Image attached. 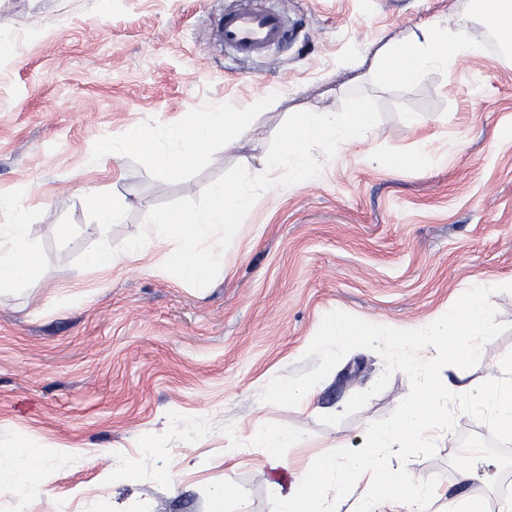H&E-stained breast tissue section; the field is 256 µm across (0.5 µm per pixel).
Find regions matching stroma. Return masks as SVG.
Masks as SVG:
<instances>
[{
    "label": "stroma",
    "instance_id": "obj_1",
    "mask_svg": "<svg viewBox=\"0 0 512 512\" xmlns=\"http://www.w3.org/2000/svg\"><path fill=\"white\" fill-rule=\"evenodd\" d=\"M246 0H0V195L24 198L35 275L0 292V472L26 491L0 512H275L263 433L285 429L292 468L363 446L394 423L412 381L385 334L448 310L482 278L492 298L481 385L512 357V56L486 55L405 84L375 77L421 27L465 16L467 0H259L292 35L253 60L225 50L224 10ZM362 90L382 119L362 145L342 143L316 180L260 195L198 290L158 272L164 249L135 265L80 269L107 238L121 245L147 211L198 198L235 165L263 171L269 145L297 111H339ZM279 93L257 107L266 91ZM250 116L232 142L177 174L121 151L211 104ZM117 152L98 156L101 141ZM429 151L432 164L388 160ZM97 188L124 210L95 231ZM68 233H60V226ZM342 315L371 331L346 347L315 344ZM307 402L277 394L280 382ZM450 436L393 458L482 512L512 501V439L448 407ZM165 448L146 454L145 442ZM67 450L38 462L36 449Z\"/></svg>",
    "mask_w": 512,
    "mask_h": 512
}]
</instances>
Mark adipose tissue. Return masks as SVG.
Here are the masks:
<instances>
[{
	"label": "adipose tissue",
	"mask_w": 512,
	"mask_h": 512,
	"mask_svg": "<svg viewBox=\"0 0 512 512\" xmlns=\"http://www.w3.org/2000/svg\"><path fill=\"white\" fill-rule=\"evenodd\" d=\"M481 43L470 26H445L413 33L409 42L388 53L379 66L385 80L411 83L437 70H447L460 57L479 58ZM245 118L236 112H207L186 124L170 128L171 149L156 141L130 133L127 150L142 153L171 173L206 162L207 148L216 137L227 139L243 134ZM0 211L9 212L11 224L0 228V288L25 282L38 264V253L24 224L25 207L14 197L0 196ZM498 281H482L460 298L452 311L430 316L415 331L393 330L387 337L394 362L415 380L413 391L400 407L396 425L373 433L367 443L344 457L326 459L320 469L295 471L289 484H275L276 512H335L347 496L350 478L367 481L368 492L358 512H430L437 492L425 486L413 473L391 476L389 456L421 447L423 438L448 424V410L442 396L461 398L473 419L488 422L502 437L512 436V361L502 374L491 375L483 385L473 387L462 373L442 376L432 351L451 347L467 362L481 360L478 336L486 330L490 298Z\"/></svg>",
	"instance_id": "adipose-tissue-1"
}]
</instances>
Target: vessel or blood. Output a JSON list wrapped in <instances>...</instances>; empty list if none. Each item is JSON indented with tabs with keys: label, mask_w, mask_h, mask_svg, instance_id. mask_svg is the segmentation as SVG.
Wrapping results in <instances>:
<instances>
[{
	"label": "vessel or blood",
	"mask_w": 512,
	"mask_h": 512,
	"mask_svg": "<svg viewBox=\"0 0 512 512\" xmlns=\"http://www.w3.org/2000/svg\"><path fill=\"white\" fill-rule=\"evenodd\" d=\"M220 30L225 47L240 58L262 55L288 36L282 11L250 5L225 11Z\"/></svg>",
	"instance_id": "b4317fda"
}]
</instances>
